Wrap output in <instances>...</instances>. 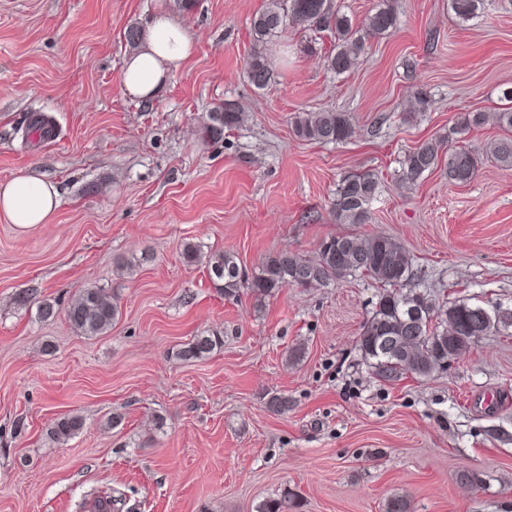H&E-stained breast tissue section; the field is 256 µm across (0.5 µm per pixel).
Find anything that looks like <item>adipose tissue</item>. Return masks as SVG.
<instances>
[{
    "instance_id": "ef3b65f1",
    "label": "adipose tissue",
    "mask_w": 512,
    "mask_h": 512,
    "mask_svg": "<svg viewBox=\"0 0 512 512\" xmlns=\"http://www.w3.org/2000/svg\"><path fill=\"white\" fill-rule=\"evenodd\" d=\"M195 45L185 22L175 19L166 7H158L137 48L124 61L126 93L142 101L154 100L193 55ZM60 203L57 184L43 177L22 171L0 182V216L20 230L52 223Z\"/></svg>"
}]
</instances>
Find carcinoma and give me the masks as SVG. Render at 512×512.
<instances>
[{
    "mask_svg": "<svg viewBox=\"0 0 512 512\" xmlns=\"http://www.w3.org/2000/svg\"><path fill=\"white\" fill-rule=\"evenodd\" d=\"M483 0H449L456 18L465 23L478 15ZM395 25L391 7L384 5L367 15L360 26L340 12L334 0H268L252 22L253 50L246 61L249 83L266 88L274 80V70L266 53L267 44L289 26L315 27V31L334 34L333 48L325 56L328 69L344 74L352 70L365 51L366 36L385 35ZM496 125L505 135L494 146L500 166L512 169V106L494 113ZM242 121L237 108L220 107L208 113L202 126L204 137L224 138V129ZM487 121L485 112H461L456 132L463 133ZM296 137L315 143H336L348 139L352 125L347 115L332 110L299 112L292 121ZM448 150L445 173L451 184H465L475 175L480 151L472 146L443 147L438 138L423 141L405 155L401 182L411 185L424 173L438 167L443 150ZM374 175L362 173L343 178L336 188L333 217L338 224H367L371 220L369 204L378 193ZM187 263L201 260L209 270L210 280L224 295L236 296L248 288L256 299L274 295L283 288L327 286L345 278L364 274L389 285L392 290L379 295L375 311L362 325L358 348L363 359L382 380L392 381L403 375L429 379L446 369L464 348L472 344V326L481 320L492 331L502 324L512 326V315L488 310L466 302L445 306L435 296L402 286L412 278L413 257L395 238L358 233L335 235L324 239L315 256L307 257L288 250L268 257L258 270L247 277L237 257L231 252L203 256L193 243L182 248ZM118 298L108 299L97 285L86 287L64 308L69 325L78 333L94 337L106 333L120 315ZM223 337L215 333L200 334L177 350L184 362L202 359L221 349ZM77 415L54 420L50 436L65 441L83 428ZM293 503L284 495L269 499L259 512H289Z\"/></svg>",
    "mask_w": 512,
    "mask_h": 512,
    "instance_id": "obj_1",
    "label": "carcinoma"
}]
</instances>
